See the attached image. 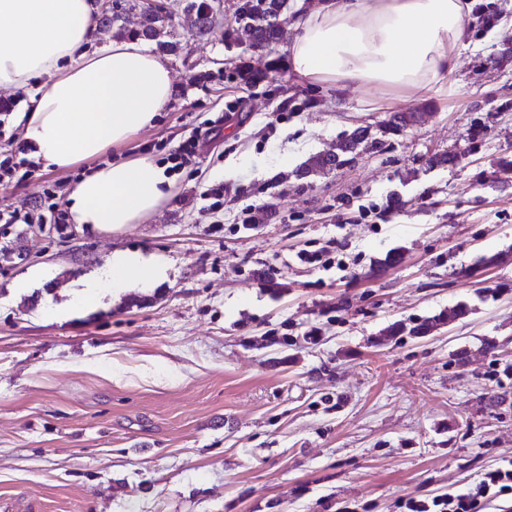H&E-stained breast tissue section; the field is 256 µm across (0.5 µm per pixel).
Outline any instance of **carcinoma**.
<instances>
[{"instance_id": "obj_1", "label": "carcinoma", "mask_w": 512, "mask_h": 512, "mask_svg": "<svg viewBox=\"0 0 512 512\" xmlns=\"http://www.w3.org/2000/svg\"><path fill=\"white\" fill-rule=\"evenodd\" d=\"M285 4L286 0H235L233 21L225 29L224 36L254 48L270 46L278 38L280 17L284 15ZM183 10L195 16L197 28L201 33L207 34L213 30L214 13L209 11L201 0H185ZM141 17L140 28L130 31L132 36L156 40L161 47L173 48L170 38L174 37V30L166 24L168 16L163 14V9L158 8L149 13H143ZM416 121L417 113L415 112H397L387 121L386 127L391 131L399 132ZM367 137V129L359 127L354 129L337 145L336 151L311 157L305 164L302 174L331 170L352 161ZM468 312L467 306L460 305L453 310L449 317L461 319L466 317ZM449 317L438 314L427 318L411 327L409 334L427 336L439 323Z\"/></svg>"}]
</instances>
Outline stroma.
<instances>
[{
    "label": "stroma",
    "mask_w": 512,
    "mask_h": 512,
    "mask_svg": "<svg viewBox=\"0 0 512 512\" xmlns=\"http://www.w3.org/2000/svg\"><path fill=\"white\" fill-rule=\"evenodd\" d=\"M161 2L173 98L122 153L168 157L219 117L221 133L122 233L0 235V512H400L473 487L512 459V0H477L447 92L383 103L295 78L286 47L318 0H288L260 53L224 37L234 0H211L206 35ZM360 126L352 162L301 176ZM78 174L41 167L0 188V210ZM330 246L332 267L297 258ZM118 250L157 257L162 279L105 283ZM461 304L467 318L408 334Z\"/></svg>",
    "instance_id": "1"
}]
</instances>
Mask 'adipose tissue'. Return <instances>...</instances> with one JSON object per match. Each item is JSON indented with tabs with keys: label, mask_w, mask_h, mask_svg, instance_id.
I'll return each mask as SVG.
<instances>
[{
	"label": "adipose tissue",
	"mask_w": 512,
	"mask_h": 512,
	"mask_svg": "<svg viewBox=\"0 0 512 512\" xmlns=\"http://www.w3.org/2000/svg\"><path fill=\"white\" fill-rule=\"evenodd\" d=\"M469 0H321L296 23L287 47L301 83L336 91L372 89L379 99H418L442 90L471 41ZM94 0H0V93L34 89L20 117L22 139L46 165L92 167L70 195V216L102 234L156 214L172 180L148 156L103 161L151 127L173 92L169 64L135 40L98 51ZM113 286L148 288L160 267L137 253H113Z\"/></svg>",
	"instance_id": "obj_1"
}]
</instances>
